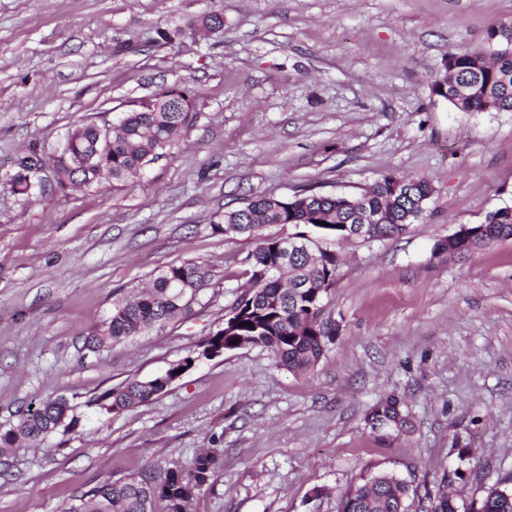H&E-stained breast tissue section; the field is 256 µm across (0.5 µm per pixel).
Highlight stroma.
Returning <instances> with one entry per match:
<instances>
[{
	"instance_id": "obj_1",
	"label": "stroma",
	"mask_w": 512,
	"mask_h": 512,
	"mask_svg": "<svg viewBox=\"0 0 512 512\" xmlns=\"http://www.w3.org/2000/svg\"><path fill=\"white\" fill-rule=\"evenodd\" d=\"M223 29L195 39L211 12ZM512 23V0H0V180L18 153L115 121L185 87L195 118L137 182L22 200L0 184V426L49 397L78 424L0 465V512H63L93 486L221 465L193 512H341L369 473L433 512L512 478V241L448 258L433 245L512 206V112H460L431 93L449 52ZM434 194L397 239L337 248L323 319L336 334L299 375L244 346L201 358L149 403L101 410L224 322L250 275L216 211L257 194H354L380 175ZM192 260L207 281L183 316L92 352L114 298ZM397 398L406 430L375 429Z\"/></svg>"
}]
</instances>
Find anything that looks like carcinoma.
<instances>
[{"instance_id": "1", "label": "carcinoma", "mask_w": 512, "mask_h": 512, "mask_svg": "<svg viewBox=\"0 0 512 512\" xmlns=\"http://www.w3.org/2000/svg\"><path fill=\"white\" fill-rule=\"evenodd\" d=\"M442 67L432 93L450 107L461 112H512V24L492 27L486 48L462 47L449 53ZM194 116L195 105L187 90L164 87L149 102L123 113L110 129L92 124L74 127L57 158L47 156L35 143L29 145L15 160L6 184L27 200L39 171L52 165L62 189L89 185L104 176L120 187L132 185L174 144ZM433 193L426 178L388 173L358 195H329L312 189L292 197L260 194L217 214L214 231L245 236L254 248L241 260L250 268L249 285L206 344H219L226 352L243 344L260 346L293 373L313 371L336 334V326L321 320L323 298L334 286L338 271V257L331 246L350 239L360 208L377 214L378 223L358 241L373 243L403 235L423 217ZM269 227L279 231L269 232ZM287 228L294 236L308 233L316 242L286 253L277 237ZM506 240H512L511 206L487 212L481 222L466 225L454 239L438 240L433 251L450 250L458 257ZM204 280L205 271L194 261L167 266L149 287L116 299L103 328L85 338V347L99 350L164 327L186 312ZM166 388L163 374L149 380L130 379L102 394V408L109 413L136 408ZM71 412L65 398H48L27 410L17 423L0 427V460L74 428L77 420ZM368 421L390 429H402L408 423L399 402L391 397L372 409ZM216 465L214 451L208 450L187 466L162 475L107 480L75 498L64 512H156L159 502L165 503L166 512H190ZM408 499L404 480L379 472L348 494L342 512H409ZM435 512H512V483L492 487L468 503L444 496Z\"/></svg>"}]
</instances>
